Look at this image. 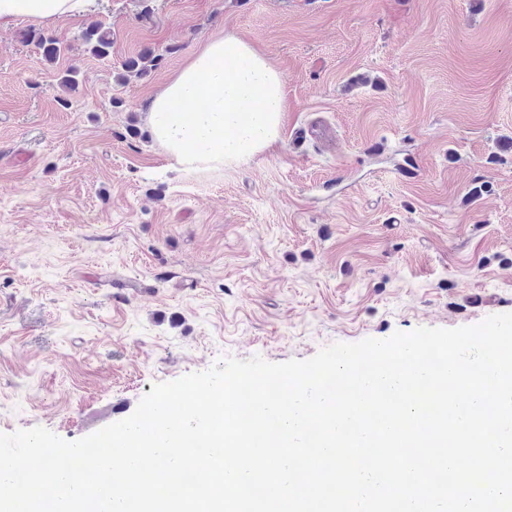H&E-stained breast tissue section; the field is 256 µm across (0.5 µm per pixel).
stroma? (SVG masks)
<instances>
[{
    "label": "stroma",
    "instance_id": "obj_1",
    "mask_svg": "<svg viewBox=\"0 0 512 512\" xmlns=\"http://www.w3.org/2000/svg\"><path fill=\"white\" fill-rule=\"evenodd\" d=\"M226 33L282 72L281 137L186 168L148 105ZM511 139L512 0H95L0 29V433L85 437L224 355L512 313ZM84 44L95 55L105 58L112 49V33L100 25L87 28L82 35ZM162 59V55L156 54L153 50H147L136 58H128L122 63L123 72L119 73L117 78L126 82L131 76L140 77L148 71L158 68Z\"/></svg>",
    "mask_w": 512,
    "mask_h": 512
}]
</instances>
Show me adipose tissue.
Segmentation results:
<instances>
[{
  "label": "adipose tissue",
  "instance_id": "adipose-tissue-1",
  "mask_svg": "<svg viewBox=\"0 0 512 512\" xmlns=\"http://www.w3.org/2000/svg\"><path fill=\"white\" fill-rule=\"evenodd\" d=\"M94 0H0V27L27 16L53 23ZM286 84L251 43L234 34L194 52L151 101L154 138L181 165L246 162L280 138Z\"/></svg>",
  "mask_w": 512,
  "mask_h": 512
}]
</instances>
